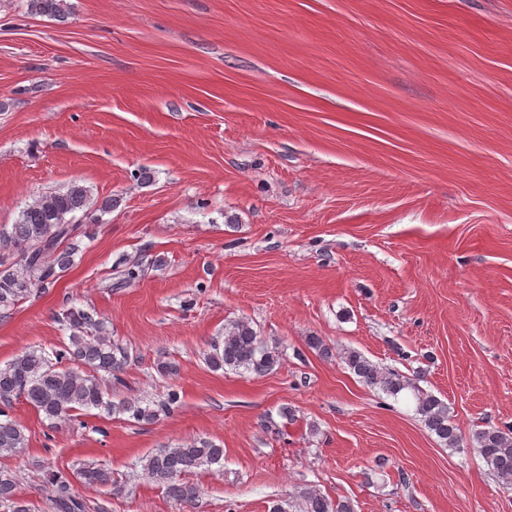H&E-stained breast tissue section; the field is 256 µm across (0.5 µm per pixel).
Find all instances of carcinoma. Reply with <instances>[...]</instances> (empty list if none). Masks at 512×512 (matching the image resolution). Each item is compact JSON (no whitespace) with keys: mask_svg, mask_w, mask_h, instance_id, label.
<instances>
[{"mask_svg":"<svg viewBox=\"0 0 512 512\" xmlns=\"http://www.w3.org/2000/svg\"><path fill=\"white\" fill-rule=\"evenodd\" d=\"M30 10L42 16L63 21L69 15L66 0H29ZM117 205L108 196L100 203L91 202L89 190L74 182L65 189L47 191L33 196L21 211L18 222L11 229H0V311L13 309L28 297L34 288H45L59 278L78 251V239L88 236L86 225L79 223L77 213L92 223L99 222L95 212L106 214ZM59 321L70 330L69 344L48 354L31 349L14 357L0 367V454H17L26 448L23 427L5 416V407L21 398L38 414L56 425L65 422L79 410L104 409L107 413L129 412L132 417L151 422L162 413H168L179 401L175 391L156 407H142L136 402L124 401L117 405L106 399L98 373L104 372L115 381L128 364V350L114 342L104 323L94 310L70 308L61 313ZM307 345L322 356L336 357L361 382L396 396L408 390L415 402L416 413L425 427L443 445L461 448L463 437L448 408V403L417 382L393 368H382L353 348L333 351L323 339L310 336ZM282 353L278 348L263 344L257 332L247 321L239 320L224 327V337L212 345L207 363L215 370L243 369L256 375L269 373L279 366ZM74 364L90 368L81 372ZM476 448L489 470L505 486H512V427L504 430L490 426L476 430L472 435ZM224 448L202 441L174 448H161L145 458L143 471L167 495L179 504H192L199 497L196 485L183 477L201 467L220 465ZM76 478L89 485L112 483V472L84 465L76 471ZM55 502L59 512H83L84 505L70 495V480L61 471L51 474ZM15 475L0 470V505L8 512H30L27 503L16 494ZM298 512H355L353 504L333 502L316 490H305L299 495Z\"/></svg>","mask_w":512,"mask_h":512,"instance_id":"obj_1","label":"carcinoma"}]
</instances>
